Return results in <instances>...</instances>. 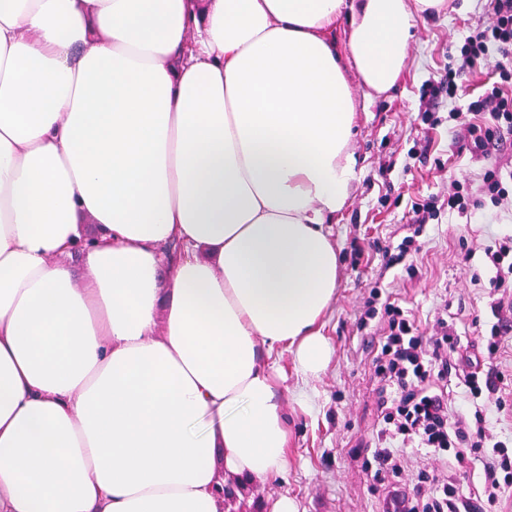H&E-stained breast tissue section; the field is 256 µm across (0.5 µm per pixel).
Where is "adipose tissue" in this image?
I'll return each instance as SVG.
<instances>
[{"mask_svg": "<svg viewBox=\"0 0 512 512\" xmlns=\"http://www.w3.org/2000/svg\"><path fill=\"white\" fill-rule=\"evenodd\" d=\"M446 9L0 0V512H227L287 472L276 357L315 411L349 78L388 91Z\"/></svg>", "mask_w": 512, "mask_h": 512, "instance_id": "1", "label": "adipose tissue"}]
</instances>
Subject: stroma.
<instances>
[{
    "mask_svg": "<svg viewBox=\"0 0 512 512\" xmlns=\"http://www.w3.org/2000/svg\"><path fill=\"white\" fill-rule=\"evenodd\" d=\"M490 8V0H454L446 15L425 18L396 86L369 100L354 96L359 166L349 203L333 227L340 280L326 334L334 357L315 383L317 411L306 415L289 405L288 470L248 483L249 512H264L267 500L282 494L295 498L300 512H376L393 475L366 479L362 463L381 427L379 405L390 389L375 378L377 346L370 330L358 325L375 285L391 293L389 300H371L376 309L394 302L426 336L441 316L466 344L474 339L473 320L485 325L493 319V269L484 247L499 237L500 224L512 225V210L502 211L500 224L491 226L441 213L415 237L404 263L387 266L384 255L386 246L407 236L414 203L446 195L450 178L475 180L482 172L484 160L448 131L449 111H466L469 99H449L445 88L461 40ZM425 110L436 114L437 126L419 120Z\"/></svg>",
    "mask_w": 512,
    "mask_h": 512,
    "instance_id": "35a3bbf8",
    "label": "stroma"
}]
</instances>
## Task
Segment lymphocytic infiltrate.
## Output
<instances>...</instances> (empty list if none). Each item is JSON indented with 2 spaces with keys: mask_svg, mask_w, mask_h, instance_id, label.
<instances>
[{
  "mask_svg": "<svg viewBox=\"0 0 512 512\" xmlns=\"http://www.w3.org/2000/svg\"><path fill=\"white\" fill-rule=\"evenodd\" d=\"M491 56L496 59V80L470 102L466 113L471 119L463 125L470 152L483 158L512 134V0H491L486 21L465 37L461 64L448 71L449 97L459 92L462 70ZM511 196L501 166L493 164L484 168L478 182L451 180L444 204L432 199L416 206L412 229L421 233L440 207L470 219L485 205H501ZM496 219V214L485 213V222ZM485 253L494 268L489 286L495 321L484 350L463 351L455 329L442 318L437 319L434 334L420 335L414 320L389 302L383 317H376L371 308L359 317L363 328L380 319L374 374L395 389L389 405L382 408L384 425L374 452L377 469L400 474L405 455L421 450L449 471L470 467L475 460L481 464L476 492L465 494L448 480L435 483L422 475L413 486L388 490L382 512H502L506 503H512V459L504 453L506 441L493 440L489 429L491 421L512 409L497 361L502 337L512 334V237L495 240ZM454 375L461 377L467 395L463 405L452 409L445 384Z\"/></svg>",
  "mask_w": 512,
  "mask_h": 512,
  "instance_id": "1",
  "label": "lymphocytic infiltrate"
}]
</instances>
